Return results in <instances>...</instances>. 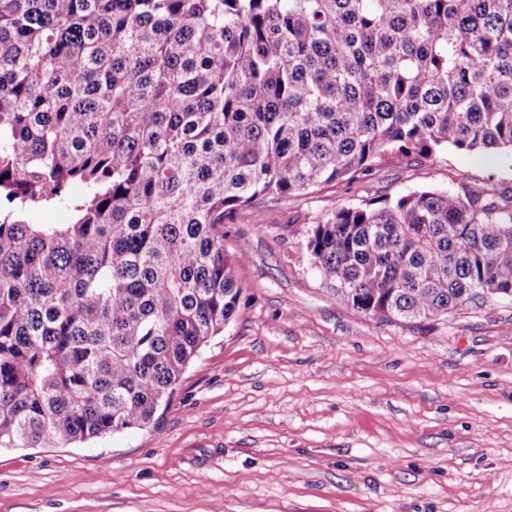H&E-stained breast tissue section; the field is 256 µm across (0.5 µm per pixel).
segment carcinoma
<instances>
[{"label":"carcinoma","instance_id":"cac0c4a2","mask_svg":"<svg viewBox=\"0 0 512 512\" xmlns=\"http://www.w3.org/2000/svg\"><path fill=\"white\" fill-rule=\"evenodd\" d=\"M448 146L512 151V0H0V448L169 405L242 295L236 208ZM306 247L380 322L511 299L512 194L341 207Z\"/></svg>","mask_w":512,"mask_h":512}]
</instances>
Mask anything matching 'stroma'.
Returning a JSON list of instances; mask_svg holds the SVG:
<instances>
[{
	"mask_svg": "<svg viewBox=\"0 0 512 512\" xmlns=\"http://www.w3.org/2000/svg\"><path fill=\"white\" fill-rule=\"evenodd\" d=\"M512 190V156L393 150L224 224L243 288L153 422L0 448V512H512V300L386 323L337 302L306 242L336 209Z\"/></svg>",
	"mask_w": 512,
	"mask_h": 512,
	"instance_id": "obj_1",
	"label": "stroma"
}]
</instances>
